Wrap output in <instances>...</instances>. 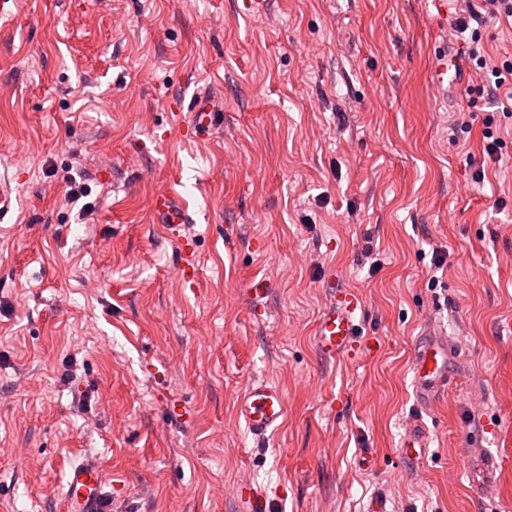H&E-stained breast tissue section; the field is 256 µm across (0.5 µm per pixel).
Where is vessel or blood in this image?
I'll use <instances>...</instances> for the list:
<instances>
[{"label": "vessel or blood", "instance_id": "vessel-or-blood-1", "mask_svg": "<svg viewBox=\"0 0 512 512\" xmlns=\"http://www.w3.org/2000/svg\"><path fill=\"white\" fill-rule=\"evenodd\" d=\"M192 135L207 132L214 123L215 104L212 96L194 94L190 101ZM152 209L165 229L172 230L193 221V215L173 186L161 185L152 198ZM363 304L351 288L337 287L330 296L315 328V344L321 355L336 358L350 353L361 330ZM455 350L444 332L435 326L421 333L412 357L413 384L419 407L429 406L444 393L452 379L451 362ZM237 413L243 418L251 435L265 440L287 415L283 390L267 380H252L237 397ZM430 446V433L420 417H411L404 439L402 455L415 461L425 456ZM105 476L94 459L73 462L69 467L64 494L65 512H106ZM237 496L247 512H269L267 496L250 484L239 487Z\"/></svg>", "mask_w": 512, "mask_h": 512}]
</instances>
